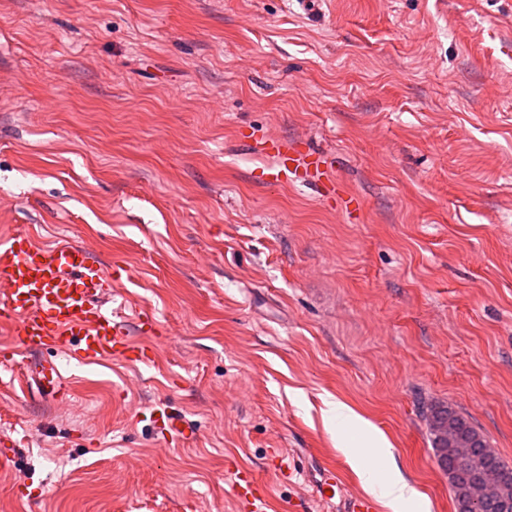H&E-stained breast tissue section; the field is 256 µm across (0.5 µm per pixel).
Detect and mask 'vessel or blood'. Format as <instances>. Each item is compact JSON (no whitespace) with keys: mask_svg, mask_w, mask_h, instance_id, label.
Returning <instances> with one entry per match:
<instances>
[{"mask_svg":"<svg viewBox=\"0 0 512 512\" xmlns=\"http://www.w3.org/2000/svg\"><path fill=\"white\" fill-rule=\"evenodd\" d=\"M260 141L272 162L256 167L259 181L277 185L299 181L318 195L334 194V180L322 170L320 153L284 137ZM127 274L124 266L105 265L75 242L42 246L30 236L13 235L0 242V328L13 336L17 352H60L83 364L112 358L150 362L154 350L145 338L154 328L148 313L139 311L132 326L104 306L105 296ZM34 379L52 400L69 398L70 386L53 362H39ZM150 421L165 439L180 444L196 434L182 411L167 403L152 411ZM233 487L239 500L254 512H264L267 500L252 471H236Z\"/></svg>","mask_w":512,"mask_h":512,"instance_id":"1","label":"vessel or blood"}]
</instances>
